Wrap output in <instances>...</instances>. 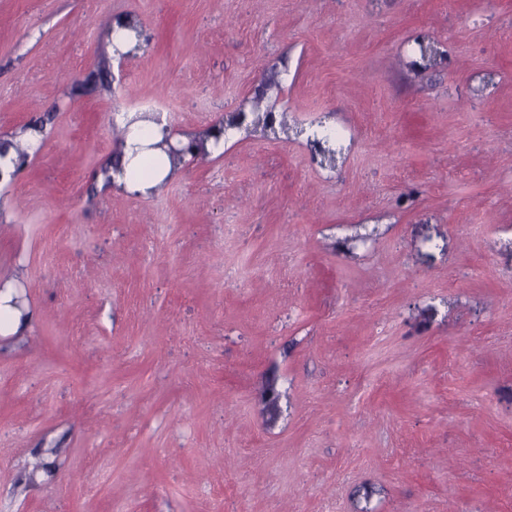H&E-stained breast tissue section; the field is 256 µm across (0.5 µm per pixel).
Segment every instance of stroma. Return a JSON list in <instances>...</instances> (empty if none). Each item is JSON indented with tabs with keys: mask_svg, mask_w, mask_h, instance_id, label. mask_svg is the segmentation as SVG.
<instances>
[{
	"mask_svg": "<svg viewBox=\"0 0 512 512\" xmlns=\"http://www.w3.org/2000/svg\"><path fill=\"white\" fill-rule=\"evenodd\" d=\"M243 102L285 125L105 186L113 116ZM31 122L0 512H512V0H0V137Z\"/></svg>",
	"mask_w": 512,
	"mask_h": 512,
	"instance_id": "1",
	"label": "stroma"
}]
</instances>
